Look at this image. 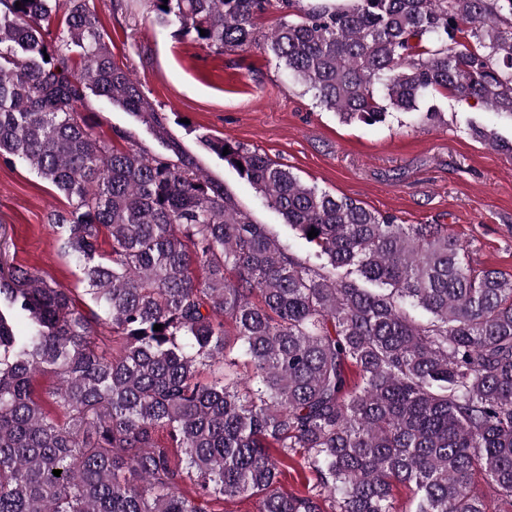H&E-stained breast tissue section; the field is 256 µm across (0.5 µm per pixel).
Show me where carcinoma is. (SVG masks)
Here are the masks:
<instances>
[{
	"label": "carcinoma",
	"mask_w": 512,
	"mask_h": 512,
	"mask_svg": "<svg viewBox=\"0 0 512 512\" xmlns=\"http://www.w3.org/2000/svg\"><path fill=\"white\" fill-rule=\"evenodd\" d=\"M279 2L296 19L266 49L342 121L439 122L446 94L512 120V0ZM144 5L243 50L271 0ZM92 96L172 155L107 144L82 112ZM465 125L512 155L481 116ZM196 141L310 251L278 243L185 153L93 0H0V158L69 200L53 224L101 311L8 263L0 229V512H223L234 498L395 512L396 484L415 512H488L477 475L512 505V281L475 271L445 224H399L239 142ZM46 373L51 410L34 390ZM294 460L314 482L285 493Z\"/></svg>",
	"instance_id": "1"
}]
</instances>
